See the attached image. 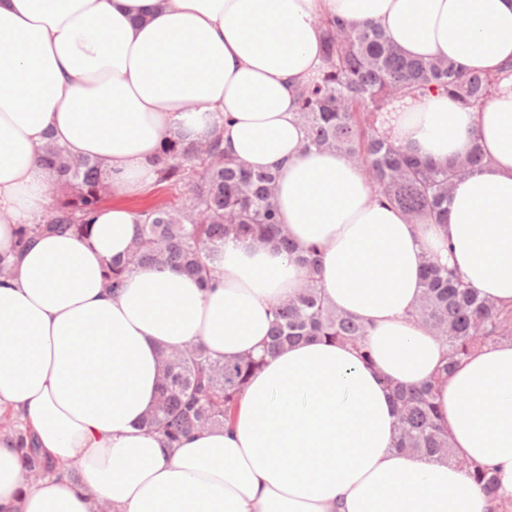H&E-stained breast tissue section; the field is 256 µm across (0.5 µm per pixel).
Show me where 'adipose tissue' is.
Returning a JSON list of instances; mask_svg holds the SVG:
<instances>
[{"instance_id":"ef3b65f1","label":"adipose tissue","mask_w":512,"mask_h":512,"mask_svg":"<svg viewBox=\"0 0 512 512\" xmlns=\"http://www.w3.org/2000/svg\"><path fill=\"white\" fill-rule=\"evenodd\" d=\"M380 24L412 58L499 79L472 108L405 97L382 129L433 162L479 146L448 221L414 224L375 202L344 154L307 149L298 89L319 73L320 22ZM219 131L245 166L276 172L280 233L324 248L326 305L367 324L371 362L329 342L290 346L248 381L227 426L167 448L145 420L160 355L199 343L229 360L266 342L304 272L285 252L230 237L215 281L137 269L111 290L138 211L99 208L90 237L18 225L49 205L46 151L91 158L115 193L157 180L167 139ZM0 417L22 415L59 473L31 479L0 429V512H491L465 465L491 468L512 504V339L482 347L438 386L445 460L396 450L392 385L435 376L445 347L411 317L426 259L512 304V0H0Z\"/></svg>"}]
</instances>
